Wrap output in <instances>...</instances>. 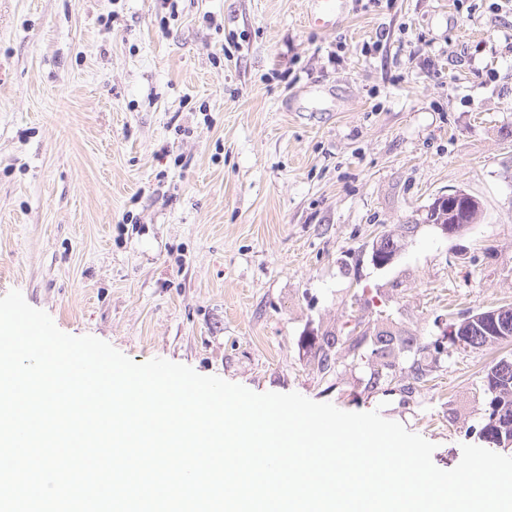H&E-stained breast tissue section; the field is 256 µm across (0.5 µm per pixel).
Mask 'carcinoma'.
Wrapping results in <instances>:
<instances>
[{
	"label": "carcinoma",
	"instance_id": "carcinoma-1",
	"mask_svg": "<svg viewBox=\"0 0 512 512\" xmlns=\"http://www.w3.org/2000/svg\"><path fill=\"white\" fill-rule=\"evenodd\" d=\"M482 214V204L474 196L468 194L448 203L442 209L438 219L444 224H459L469 229L478 223ZM457 338L466 341L472 349H483L488 346L512 342V334L500 336L481 326L478 322H468L457 331ZM485 390L491 395L488 402V417L480 430L484 442L496 448L507 447L512 441V358L494 360L484 372Z\"/></svg>",
	"mask_w": 512,
	"mask_h": 512
}]
</instances>
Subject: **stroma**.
I'll return each instance as SVG.
<instances>
[{"mask_svg": "<svg viewBox=\"0 0 512 512\" xmlns=\"http://www.w3.org/2000/svg\"><path fill=\"white\" fill-rule=\"evenodd\" d=\"M306 13L0 0V297L138 363L380 411L449 470L480 442L484 367L512 353L446 333L512 306V0ZM457 189L479 223L421 222ZM360 320L391 323V367Z\"/></svg>", "mask_w": 512, "mask_h": 512, "instance_id": "obj_1", "label": "stroma"}]
</instances>
